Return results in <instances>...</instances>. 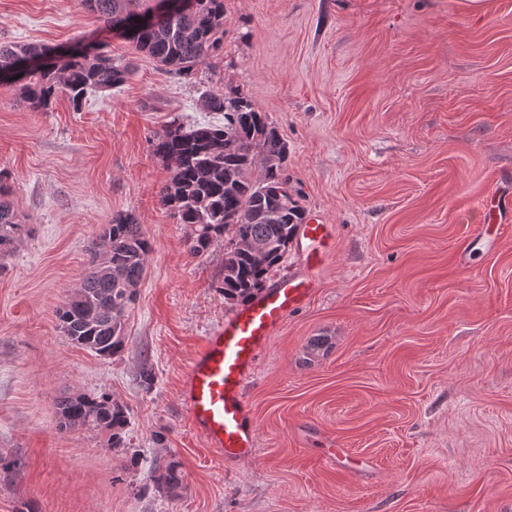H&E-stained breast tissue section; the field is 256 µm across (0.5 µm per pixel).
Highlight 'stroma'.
Masks as SVG:
<instances>
[{
    "label": "stroma",
    "mask_w": 512,
    "mask_h": 512,
    "mask_svg": "<svg viewBox=\"0 0 512 512\" xmlns=\"http://www.w3.org/2000/svg\"><path fill=\"white\" fill-rule=\"evenodd\" d=\"M224 5L223 56L185 81L80 0H0V42L94 39L134 65L78 109L62 96L34 112L0 85V179L30 228L0 258V512H512V223L494 250L476 242L483 200L512 179V0L480 16L453 0ZM230 89L287 140L288 176L334 239L312 302L258 355L244 389L256 446L234 462L179 399L232 310L224 244L189 254L153 152L172 117L223 121L201 97ZM117 211L152 251L125 349L103 358L64 336L58 311ZM316 336L333 346L305 360ZM73 392L126 406L131 447L59 430L55 402ZM332 443L346 450L335 469L320 461ZM160 459L180 463L178 495L155 490Z\"/></svg>",
    "instance_id": "obj_1"
}]
</instances>
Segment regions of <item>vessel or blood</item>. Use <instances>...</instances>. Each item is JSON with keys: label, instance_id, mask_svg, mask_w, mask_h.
<instances>
[{"label": "vessel or blood", "instance_id": "1", "mask_svg": "<svg viewBox=\"0 0 512 512\" xmlns=\"http://www.w3.org/2000/svg\"><path fill=\"white\" fill-rule=\"evenodd\" d=\"M481 218L490 224L511 223L512 190L496 189ZM300 230L314 245L311 259H318L331 239L327 225L309 221ZM311 295L310 281L298 272H289L209 330L188 363L180 393L184 412L209 448L225 460L248 457L255 446L256 425L243 388L254 372L257 350Z\"/></svg>", "mask_w": 512, "mask_h": 512}]
</instances>
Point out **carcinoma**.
<instances>
[{
  "label": "carcinoma",
  "mask_w": 512,
  "mask_h": 512,
  "mask_svg": "<svg viewBox=\"0 0 512 512\" xmlns=\"http://www.w3.org/2000/svg\"><path fill=\"white\" fill-rule=\"evenodd\" d=\"M106 27L122 33L136 52L170 74L189 79L198 67L224 53V0H193L190 7L156 13L157 0H81ZM132 64L104 48L71 51L63 57L36 43L0 42V82L16 81L33 112H45L64 95L79 108L90 92L123 86ZM208 112L224 113V123L186 126L173 117L157 134L153 151L169 177L159 192L161 204L178 223L191 227L188 251L207 253L224 244V299L244 304L262 291L283 263L286 245L305 222L306 212L286 174L288 144L242 93L230 90L202 96ZM261 174L254 175L256 164ZM12 190L0 179V255L26 232L10 201ZM262 243L255 254L250 245ZM152 246L142 225L117 212L89 246L90 258L80 287L58 312L71 343L111 358L124 348L125 317L137 301ZM59 430L108 435L112 448L127 447V410L105 394L70 393L56 403ZM153 481L169 495L183 488L179 464L159 460Z\"/></svg>",
  "instance_id": "obj_1"
}]
</instances>
